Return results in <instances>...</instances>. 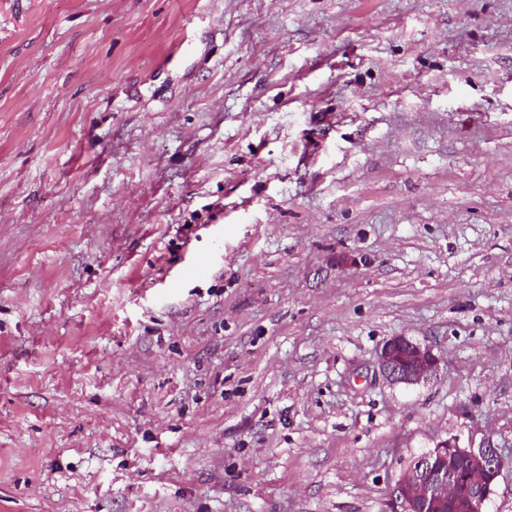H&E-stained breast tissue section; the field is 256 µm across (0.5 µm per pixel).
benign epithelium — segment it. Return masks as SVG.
Listing matches in <instances>:
<instances>
[{
  "instance_id": "obj_1",
  "label": "benign epithelium",
  "mask_w": 512,
  "mask_h": 512,
  "mask_svg": "<svg viewBox=\"0 0 512 512\" xmlns=\"http://www.w3.org/2000/svg\"><path fill=\"white\" fill-rule=\"evenodd\" d=\"M381 372L395 384L416 385L435 374L441 359L432 347L394 336L377 352ZM503 457L488 440L477 448L455 438L440 442L404 469L390 489L395 512H483L500 475Z\"/></svg>"
}]
</instances>
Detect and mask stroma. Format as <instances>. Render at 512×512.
<instances>
[{"label":"stroma","instance_id":"1","mask_svg":"<svg viewBox=\"0 0 512 512\" xmlns=\"http://www.w3.org/2000/svg\"><path fill=\"white\" fill-rule=\"evenodd\" d=\"M451 437L512 512V0H0V512H390ZM381 372L395 384L416 385L435 374L441 359L431 346L405 336L385 341L377 352Z\"/></svg>","mask_w":512,"mask_h":512}]
</instances>
